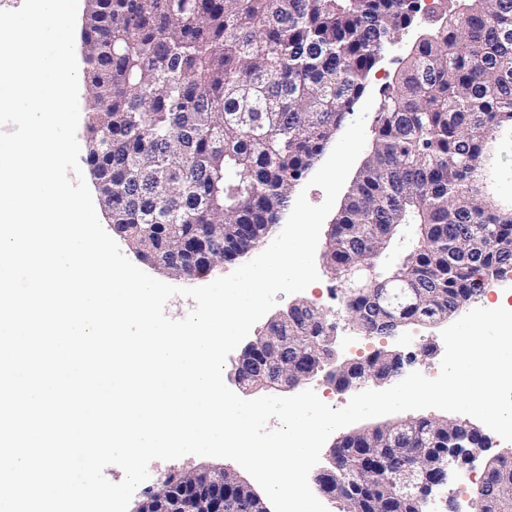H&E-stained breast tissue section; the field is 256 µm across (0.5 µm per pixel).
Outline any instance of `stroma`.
Masks as SVG:
<instances>
[{
  "instance_id": "stroma-1",
  "label": "stroma",
  "mask_w": 512,
  "mask_h": 512,
  "mask_svg": "<svg viewBox=\"0 0 512 512\" xmlns=\"http://www.w3.org/2000/svg\"><path fill=\"white\" fill-rule=\"evenodd\" d=\"M433 27V22L420 23L416 21L402 30L397 43L385 51L382 60L374 68L365 87L366 94L380 95L386 84L394 82L411 47L422 34ZM334 221V216H327L321 228L315 253L318 281L298 293L277 294L276 305L252 327L251 336L256 337L264 333L272 320L286 312L293 304L303 301L325 312L328 320L335 323L337 362H353L359 358L363 359L379 349L400 353L406 360L405 372L417 371L426 376L432 375L440 366L445 352L441 332L447 326L446 321L402 325L393 334L385 336L360 335L350 323L341 302L339 285L331 277L324 257ZM423 417L432 420H445L448 419L449 414L436 409L406 411L392 414L388 418L381 416L346 426L335 431L328 438L321 451L319 466L323 469L328 468L331 450L343 436L386 424L390 420L409 421ZM479 432L487 441L484 450L473 463L461 464L449 470L445 485L436 489L430 497L426 506L427 512H477L473 487L483 471L485 462L497 456H512V442L502 440L485 426L480 427ZM207 463V458L195 455H187L169 461H152L149 465V477L135 491L132 497L133 502L142 501L150 491L159 487L167 478L198 470Z\"/></svg>"
}]
</instances>
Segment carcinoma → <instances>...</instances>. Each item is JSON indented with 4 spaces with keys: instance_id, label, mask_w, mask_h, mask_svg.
Wrapping results in <instances>:
<instances>
[{
    "instance_id": "obj_1",
    "label": "carcinoma",
    "mask_w": 512,
    "mask_h": 512,
    "mask_svg": "<svg viewBox=\"0 0 512 512\" xmlns=\"http://www.w3.org/2000/svg\"><path fill=\"white\" fill-rule=\"evenodd\" d=\"M437 33L412 48L384 87L367 159L332 225L326 256L353 324L365 291L411 288L418 303L377 313L432 323L472 303L512 273V202H489L500 143H512V0H454ZM82 31L91 99L86 161L101 184L113 227L140 258L176 246L162 225L188 238L224 225V260L257 248L290 194L322 155L386 42L398 38L419 0H87ZM416 226L415 242L381 265L393 237ZM328 323L303 302L267 330L288 337V358L312 372L332 355ZM387 358L377 350L340 368ZM344 436L336 458L348 483L367 487L363 512H414L390 501L382 473L396 456L428 467L448 447L440 420ZM509 474L482 475L495 498L478 512H512Z\"/></svg>"
}]
</instances>
